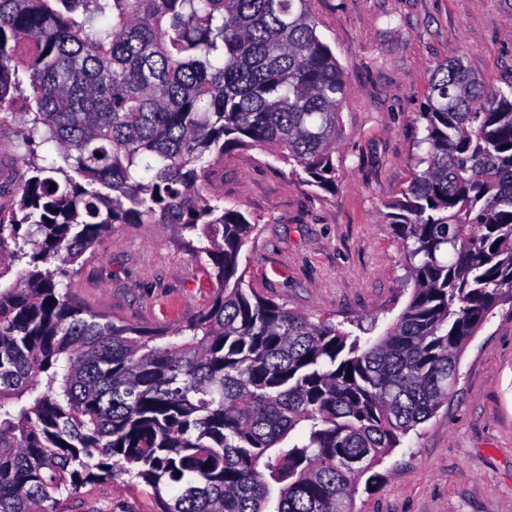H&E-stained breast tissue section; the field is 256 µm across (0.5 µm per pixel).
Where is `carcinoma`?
Here are the masks:
<instances>
[{
    "label": "carcinoma",
    "mask_w": 512,
    "mask_h": 512,
    "mask_svg": "<svg viewBox=\"0 0 512 512\" xmlns=\"http://www.w3.org/2000/svg\"><path fill=\"white\" fill-rule=\"evenodd\" d=\"M311 2L0 0V132L32 172L0 211V512L123 477L158 512H353L512 300V91L460 60L433 69L422 170L385 203L413 282L385 334L244 287L256 224L208 187L210 159L263 146L336 182L347 79ZM50 143L59 166L39 164ZM114 224L189 236L211 304L146 330L73 301L63 279Z\"/></svg>",
    "instance_id": "cac0c4a2"
}]
</instances>
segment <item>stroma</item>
I'll use <instances>...</instances> for the list:
<instances>
[{
    "label": "stroma",
    "instance_id": "stroma-1",
    "mask_svg": "<svg viewBox=\"0 0 512 512\" xmlns=\"http://www.w3.org/2000/svg\"><path fill=\"white\" fill-rule=\"evenodd\" d=\"M317 32L348 76L336 184L292 177L262 147L212 162L210 188L257 227L240 256L245 285L314 320L377 338L413 285L385 201L417 170V118L432 69L463 59L493 91L512 90V0H313ZM18 141L0 135V210L30 173ZM217 283L207 261L167 224H116L68 282L74 300L140 327L192 318ZM453 396L358 487L354 512H512V302L497 305L460 359ZM65 512H156L148 488L84 486Z\"/></svg>",
    "mask_w": 512,
    "mask_h": 512
}]
</instances>
